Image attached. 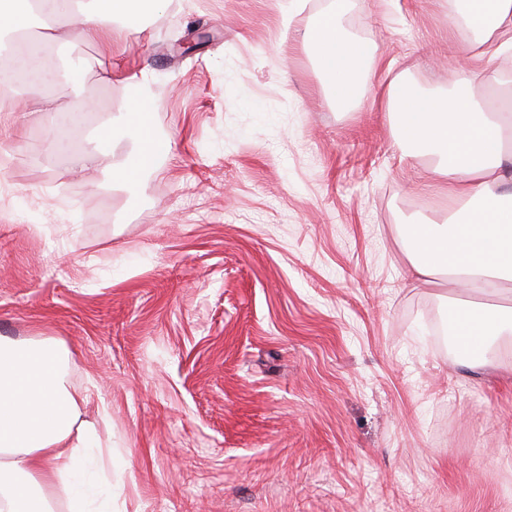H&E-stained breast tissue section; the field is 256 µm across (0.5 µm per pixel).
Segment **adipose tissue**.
<instances>
[{
  "instance_id": "obj_1",
  "label": "adipose tissue",
  "mask_w": 512,
  "mask_h": 512,
  "mask_svg": "<svg viewBox=\"0 0 512 512\" xmlns=\"http://www.w3.org/2000/svg\"><path fill=\"white\" fill-rule=\"evenodd\" d=\"M162 0H0V40L28 30L33 22L53 29L71 19L78 38L105 45L114 19L137 27L145 8ZM466 31L486 44L483 55L455 61L457 79L446 98L418 94L402 82L389 86L386 107L397 114L398 145L403 156L429 157L438 191L449 202L466 203L464 218L446 224L419 222L403 227L417 286L433 285L438 274L470 291L501 297L496 306L449 305L445 321L452 329L460 367H490L487 352L499 346L512 353V150L506 143L501 112L471 91L477 80L507 84L490 72L488 58L512 55V0H464ZM306 44H317L321 75L337 100L356 94L353 74L369 49L347 39L334 15L323 14L307 28ZM46 41L29 45L20 60L33 93L46 111L44 94L54 72L47 63ZM156 102L140 83L127 112L113 118L97 135L95 151L78 156L75 169L96 166L117 135L134 140V153L114 164V181L135 185L155 170L169 151L150 123ZM66 352L49 339L23 343L0 341V512H52L49 491L60 488L70 512H112V486L103 478L102 455L89 441L93 424L78 425V404L63 383Z\"/></svg>"
}]
</instances>
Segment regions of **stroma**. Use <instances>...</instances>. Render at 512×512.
<instances>
[{
  "label": "stroma",
  "instance_id": "35a3bbf8",
  "mask_svg": "<svg viewBox=\"0 0 512 512\" xmlns=\"http://www.w3.org/2000/svg\"><path fill=\"white\" fill-rule=\"evenodd\" d=\"M449 0H168L112 43L55 26L50 58L97 111L20 81L0 133V339L52 338L94 423L112 512H512V357L473 373L450 304L416 287L402 227L447 223L426 158H402L393 79L447 90L465 49ZM335 13L372 55L349 104L303 35ZM108 57L114 81L98 79ZM170 151L136 189L72 160L141 78Z\"/></svg>",
  "mask_w": 512,
  "mask_h": 512
}]
</instances>
